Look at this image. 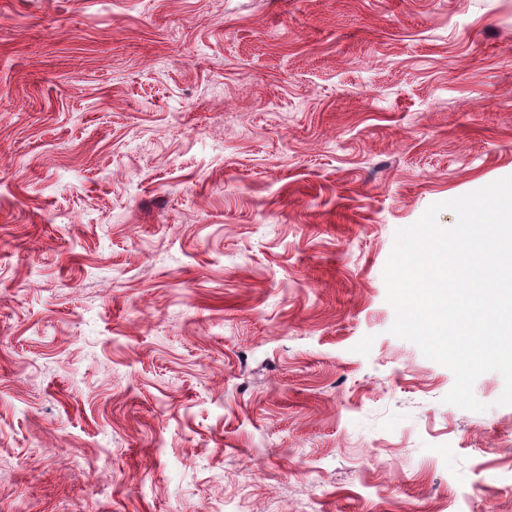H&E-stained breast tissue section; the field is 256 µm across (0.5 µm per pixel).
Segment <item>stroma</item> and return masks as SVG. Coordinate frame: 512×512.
Returning <instances> with one entry per match:
<instances>
[{"instance_id": "1", "label": "stroma", "mask_w": 512, "mask_h": 512, "mask_svg": "<svg viewBox=\"0 0 512 512\" xmlns=\"http://www.w3.org/2000/svg\"><path fill=\"white\" fill-rule=\"evenodd\" d=\"M507 176L512 0H0V512H512L383 279Z\"/></svg>"}]
</instances>
